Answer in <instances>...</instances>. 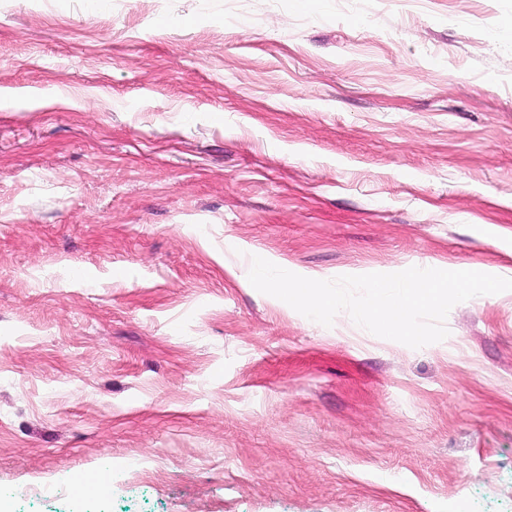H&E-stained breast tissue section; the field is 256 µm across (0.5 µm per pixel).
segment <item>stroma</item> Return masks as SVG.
<instances>
[{
    "label": "stroma",
    "mask_w": 512,
    "mask_h": 512,
    "mask_svg": "<svg viewBox=\"0 0 512 512\" xmlns=\"http://www.w3.org/2000/svg\"><path fill=\"white\" fill-rule=\"evenodd\" d=\"M255 256L512 278V0H0V512H512V291L413 349Z\"/></svg>",
    "instance_id": "stroma-1"
}]
</instances>
